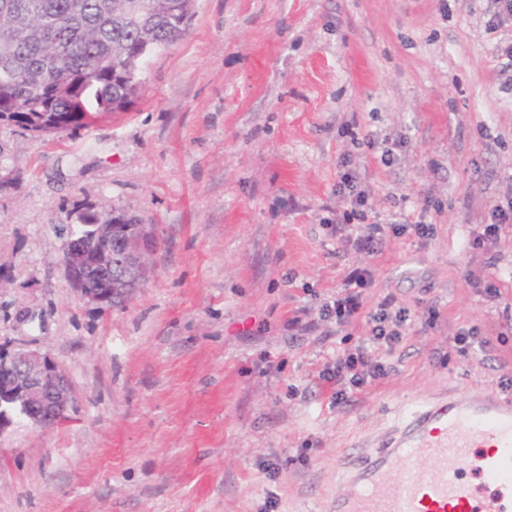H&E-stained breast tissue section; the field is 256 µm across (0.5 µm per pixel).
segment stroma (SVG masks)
<instances>
[{
    "instance_id": "35a3bbf8",
    "label": "stroma",
    "mask_w": 512,
    "mask_h": 512,
    "mask_svg": "<svg viewBox=\"0 0 512 512\" xmlns=\"http://www.w3.org/2000/svg\"><path fill=\"white\" fill-rule=\"evenodd\" d=\"M494 0H195L134 102L72 134L0 124V345L67 374V420L0 435V512H326L336 459L415 400L512 377V28ZM356 121L358 141L344 132ZM378 222L431 224L381 253L336 230L343 162ZM121 211L157 228L124 307L77 298L63 228ZM408 331L384 379L335 405L319 374L368 333L320 321L349 267ZM492 276L499 300L469 274ZM307 310L315 327L288 325ZM486 344L460 354L458 330ZM492 222L486 224L483 231L480 233H474V236L469 240L468 246L472 250H491L495 248L500 232L503 229V225L507 224L512 227V202L508 205V208L496 207L492 211Z\"/></svg>"
}]
</instances>
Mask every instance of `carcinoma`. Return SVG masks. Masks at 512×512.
Returning <instances> with one entry per match:
<instances>
[{"instance_id": "cac0c4a2", "label": "carcinoma", "mask_w": 512, "mask_h": 512, "mask_svg": "<svg viewBox=\"0 0 512 512\" xmlns=\"http://www.w3.org/2000/svg\"><path fill=\"white\" fill-rule=\"evenodd\" d=\"M194 0H0V123L89 128L136 97L153 53L184 39Z\"/></svg>"}]
</instances>
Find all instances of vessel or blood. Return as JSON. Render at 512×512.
I'll return each mask as SVG.
<instances>
[{"label":"vessel or blood","mask_w":512,"mask_h":512,"mask_svg":"<svg viewBox=\"0 0 512 512\" xmlns=\"http://www.w3.org/2000/svg\"><path fill=\"white\" fill-rule=\"evenodd\" d=\"M336 472L329 512H512V393L413 408Z\"/></svg>","instance_id":"b4317fda"}]
</instances>
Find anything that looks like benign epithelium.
I'll return each mask as SVG.
<instances>
[{
  "label": "benign epithelium",
  "mask_w": 512,
  "mask_h": 512,
  "mask_svg": "<svg viewBox=\"0 0 512 512\" xmlns=\"http://www.w3.org/2000/svg\"><path fill=\"white\" fill-rule=\"evenodd\" d=\"M93 243L69 237L62 247V265L78 296L102 307L112 306L113 293L130 292L150 281L157 236L148 224L122 229L121 254L113 253L116 224L92 225ZM101 277L106 287L92 289L86 276ZM117 280L121 289L112 288ZM72 405V387L63 369L49 355L24 347L0 348V435L13 424L9 408L33 428L44 430Z\"/></svg>",
  "instance_id": "benign-epithelium-1"
}]
</instances>
